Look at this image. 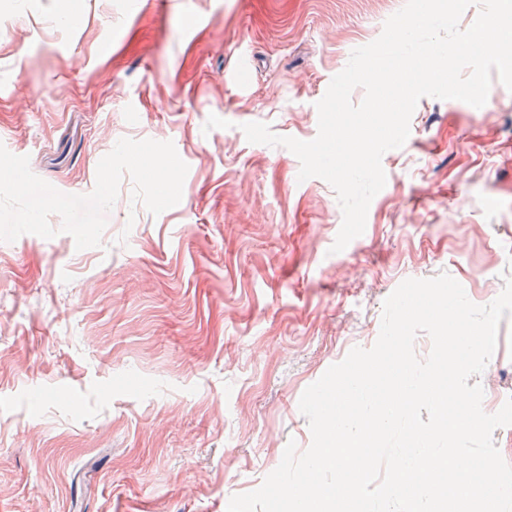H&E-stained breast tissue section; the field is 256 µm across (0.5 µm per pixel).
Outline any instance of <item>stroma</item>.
Here are the masks:
<instances>
[{
    "label": "stroma",
    "mask_w": 512,
    "mask_h": 512,
    "mask_svg": "<svg viewBox=\"0 0 512 512\" xmlns=\"http://www.w3.org/2000/svg\"><path fill=\"white\" fill-rule=\"evenodd\" d=\"M0 0V144L86 194L123 138L172 142L188 173L152 215L123 177L99 246L0 242V512H227L288 442L304 390L371 348L385 299L445 272L485 306L512 276V91L422 98L363 234L325 180L241 126L318 133L320 100L389 0ZM512 398V317L479 377Z\"/></svg>",
    "instance_id": "35a3bbf8"
}]
</instances>
